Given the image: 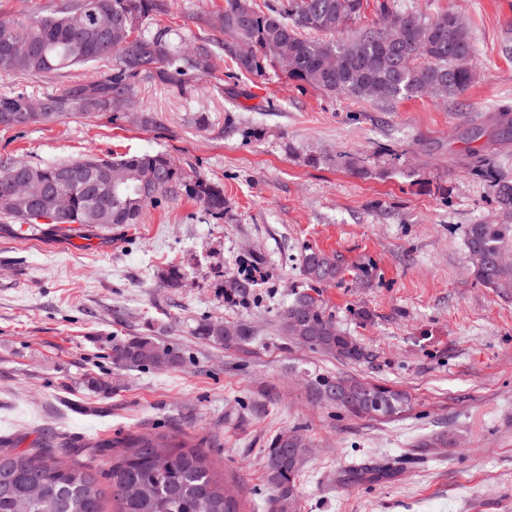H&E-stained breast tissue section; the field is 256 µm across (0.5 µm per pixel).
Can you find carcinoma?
<instances>
[{
	"label": "carcinoma",
	"instance_id": "obj_1",
	"mask_svg": "<svg viewBox=\"0 0 512 512\" xmlns=\"http://www.w3.org/2000/svg\"><path fill=\"white\" fill-rule=\"evenodd\" d=\"M167 0H57L45 15L26 20L0 15V47L9 39L31 47L28 57L9 66L3 74H60L110 58L113 67L93 83H67L43 99L39 116L44 124L63 116L108 111L114 97L131 109L137 106L136 81L178 86L192 74L209 73V60L224 54L235 72L264 77L280 71L327 95H344L389 103L418 97L443 80L450 83V97L462 94L473 74L469 59L473 35L458 14L445 11L433 17L400 8L395 0L377 2V19L353 30L343 43L317 38L319 33L345 29L361 19L364 0H264L257 10L252 0H226L224 40L208 39L188 47L181 32L169 27L151 30L147 21L166 12ZM86 13L88 31L71 28L72 16ZM112 21V45L98 28L101 15ZM390 25L402 29V57L385 50L381 33ZM28 99L22 91L0 94V114L22 112ZM30 180L19 189L16 172ZM71 171L84 177L64 188L71 199L67 211L50 218L57 229L76 224H139L146 210L176 190L198 202L215 219L224 218V188L205 178L186 177L165 152L125 153L118 158L88 155L75 160L31 164L20 159L0 162V217L21 224H35L29 202L54 183L57 174ZM498 186L499 215L492 224H469L465 246L475 279L503 296L512 295V271L498 264L512 254V177L486 169ZM300 268L308 290L294 293L280 314L285 335L330 353L338 359L357 361L364 352L356 341L336 330L327 312L320 285L341 274L338 261L306 249ZM200 334L230 343L247 336L244 327L230 330L224 323H206ZM112 358L129 369L163 368L178 364L179 352L150 337L133 336L112 346ZM317 390L336 405L360 416L369 412L361 384L334 377L319 379ZM383 396L380 414L399 412L402 396L378 387ZM91 457L109 458L104 472L93 462L65 464L71 446L59 443L33 451L0 452V512H103L99 475L109 481L115 512H240L234 490L217 477L205 452L184 443L168 444L162 436H137L119 442L87 444ZM302 460L286 451L277 437L267 452L265 480L278 512H289L296 496V476ZM138 487L128 494L125 489Z\"/></svg>",
	"mask_w": 512,
	"mask_h": 512
}]
</instances>
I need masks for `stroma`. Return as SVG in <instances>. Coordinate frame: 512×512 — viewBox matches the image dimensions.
I'll use <instances>...</instances> for the list:
<instances>
[{
	"label": "stroma",
	"mask_w": 512,
	"mask_h": 512,
	"mask_svg": "<svg viewBox=\"0 0 512 512\" xmlns=\"http://www.w3.org/2000/svg\"><path fill=\"white\" fill-rule=\"evenodd\" d=\"M397 2L467 21L473 81L460 96L330 97L281 75H229L219 55L182 87L140 80L135 112L0 128V160L164 151L186 175L223 186L228 202L216 221L170 196L142 223L75 237L0 220V439L11 449L67 439L84 461L88 443L162 434L199 446L236 485L242 512H276L267 449L292 433L306 442L294 512H512V297L474 279L464 243L467 225L497 216L479 156L512 174V145L490 152L465 138L512 106V0ZM224 4L168 0L162 22L191 40L217 38ZM98 76L92 66L0 74V93L40 99ZM251 126L260 139L245 136ZM309 247L342 267L319 292L363 348L360 361L280 327L305 285ZM173 266L185 273L176 288L165 281ZM247 275L250 293L226 296ZM214 321L250 334L229 345L201 335ZM132 336L178 349L181 362L114 364L113 344ZM323 376L384 385L408 402L390 417L356 416L318 394ZM364 466L395 473L349 479Z\"/></svg>",
	"instance_id": "stroma-1"
}]
</instances>
